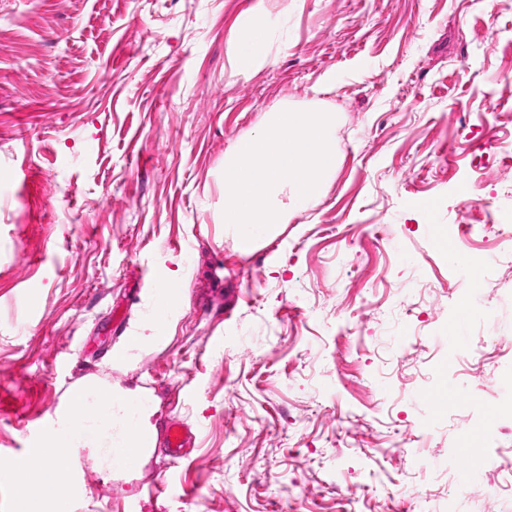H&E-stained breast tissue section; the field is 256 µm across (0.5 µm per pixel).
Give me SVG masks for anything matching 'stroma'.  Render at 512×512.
I'll return each instance as SVG.
<instances>
[{"instance_id":"stroma-1","label":"stroma","mask_w":512,"mask_h":512,"mask_svg":"<svg viewBox=\"0 0 512 512\" xmlns=\"http://www.w3.org/2000/svg\"><path fill=\"white\" fill-rule=\"evenodd\" d=\"M246 21L272 37L240 72ZM283 106L335 113L336 172L251 245L222 223L224 154ZM433 224L489 259L454 346L463 272ZM491 224L512 226V0H0V453L29 457L23 421L97 382L190 425L192 458L76 448L64 512H485L456 486L512 399L475 380L512 378V349L475 344L489 318L512 337ZM157 269L164 339L136 347ZM495 421L479 481L507 499Z\"/></svg>"}]
</instances>
